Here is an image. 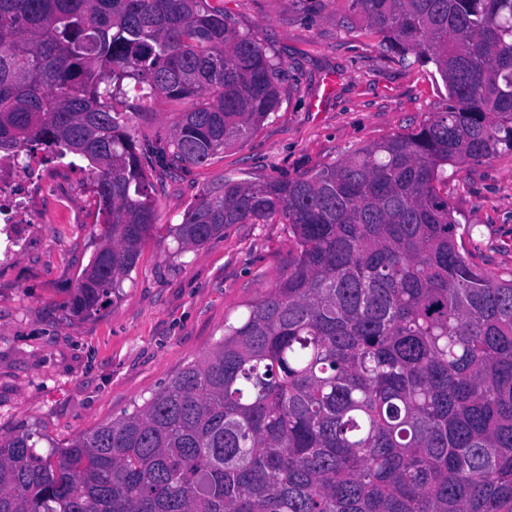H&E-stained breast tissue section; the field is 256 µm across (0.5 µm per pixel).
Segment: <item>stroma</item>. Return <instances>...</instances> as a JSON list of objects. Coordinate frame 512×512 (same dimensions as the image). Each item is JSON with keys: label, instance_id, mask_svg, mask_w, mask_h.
<instances>
[{"label": "stroma", "instance_id": "35a3bbf8", "mask_svg": "<svg viewBox=\"0 0 512 512\" xmlns=\"http://www.w3.org/2000/svg\"><path fill=\"white\" fill-rule=\"evenodd\" d=\"M238 31L284 63L280 105L247 140L157 187L158 220L116 297L74 316L77 279L103 239L91 168L45 164L26 240L0 264V437L33 434L44 454L132 412L224 334L225 321L288 275L284 224H231L173 256L166 230L221 179H299L444 111L433 66L404 63L351 0H222ZM184 106L157 97L134 121L168 131ZM448 199L473 226L466 246L490 271L512 270V153L448 169Z\"/></svg>", "mask_w": 512, "mask_h": 512}]
</instances>
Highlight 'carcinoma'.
Returning <instances> with one entry per match:
<instances>
[{
	"label": "carcinoma",
	"instance_id": "obj_1",
	"mask_svg": "<svg viewBox=\"0 0 512 512\" xmlns=\"http://www.w3.org/2000/svg\"><path fill=\"white\" fill-rule=\"evenodd\" d=\"M448 107L305 179L223 180L167 232L288 225V276L144 404L42 455L0 437V512H512V270L458 241L445 172L512 153V0H352ZM281 63L209 0H0V153L96 170L105 241L76 316L119 293L156 182L246 139ZM157 95L187 105L139 139Z\"/></svg>",
	"mask_w": 512,
	"mask_h": 512
}]
</instances>
